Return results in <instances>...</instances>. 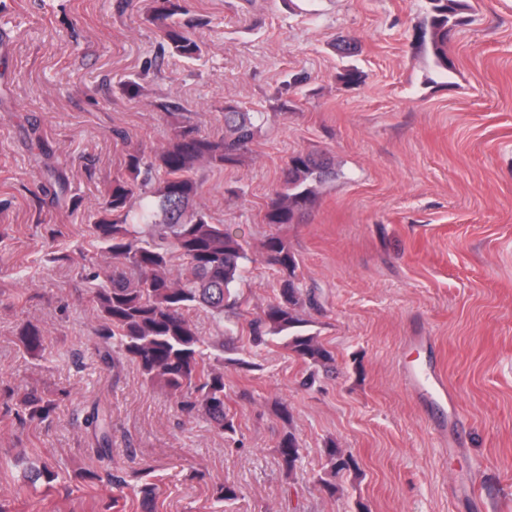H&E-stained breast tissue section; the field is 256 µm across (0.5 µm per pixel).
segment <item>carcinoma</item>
I'll list each match as a JSON object with an SVG mask.
<instances>
[{
    "label": "carcinoma",
    "instance_id": "cac0c4a2",
    "mask_svg": "<svg viewBox=\"0 0 512 512\" xmlns=\"http://www.w3.org/2000/svg\"><path fill=\"white\" fill-rule=\"evenodd\" d=\"M465 0H429L423 30L430 32L429 53L441 73L452 69L448 58V33L462 21ZM181 13L179 0H160L152 22L177 56L192 60L201 47L190 32L191 24L174 17ZM257 115L253 112L224 113V135L214 137L194 129L177 130L167 146L154 157L135 151L128 155L125 173L112 181V188L98 210L94 228L105 252L118 266L112 279L92 288L100 311L99 336L102 359L117 366L111 340L118 341L122 355L135 361L145 379L162 384L178 398L180 411H203L214 427L233 435L235 418L224 403V373L207 362L202 340L191 320L190 310L204 306L217 314L240 306L237 286L246 246L229 227L213 224L200 210L191 209L199 186L193 173L209 162L234 166L253 143ZM336 175L330 161L318 154L297 153L290 160L284 189L267 203V223L293 224L311 205L317 188ZM265 261L280 274L278 294L262 315L250 323L253 343L270 337L284 340L285 347L304 363L325 367L331 352L308 333L303 318L306 309L319 310L315 295L300 286L297 261L288 243L271 234L263 243ZM182 261L177 279L169 275L172 260ZM27 352L43 347V336L35 327L19 333ZM24 414L45 419L55 400L36 388L23 397ZM90 424L101 430L95 436V452L108 456L109 439L105 418L93 408ZM283 467L291 472L301 458V446L292 432L278 443ZM327 468L335 475L354 466L340 449H326Z\"/></svg>",
    "mask_w": 512,
    "mask_h": 512
}]
</instances>
